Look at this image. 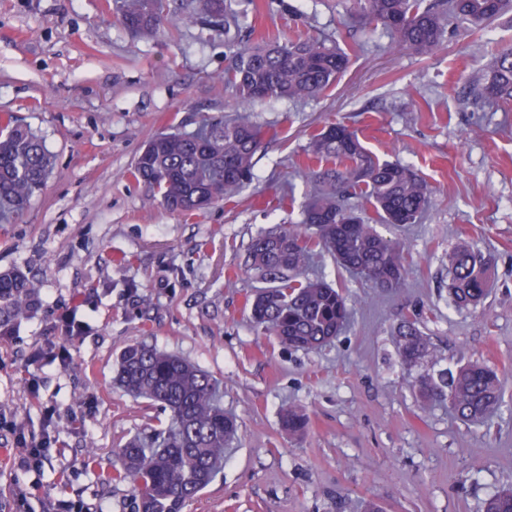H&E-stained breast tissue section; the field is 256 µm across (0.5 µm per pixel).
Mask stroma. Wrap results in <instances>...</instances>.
Masks as SVG:
<instances>
[{"mask_svg": "<svg viewBox=\"0 0 512 512\" xmlns=\"http://www.w3.org/2000/svg\"><path fill=\"white\" fill-rule=\"evenodd\" d=\"M351 6L237 0L252 40L314 35L365 50L321 96L253 106L268 131L253 181L183 216L131 170L157 132L193 129L232 103L220 80L223 33L195 21L139 38L107 0H0V113L30 125L54 157L24 214L0 224V269L25 268L40 286L37 311L0 340V512H15L19 491L27 512L50 500L132 512L133 486L101 476L114 448L168 421L112 385L115 357L140 341L218 377L239 425L222 472L184 512H355L362 499L385 512H484L512 487V383L479 425L444 405L422 409L392 336L402 319L417 321L438 354L430 374L456 369L465 352L512 376V107L471 103L478 73L512 46V18L450 34L424 57L388 50L381 28L354 20ZM332 122L380 159L418 170L432 204L422 223L379 228L410 248L400 292L369 288L327 255L313 259L309 273L342 288L353 319L329 345L291 350L255 328L245 300L262 283L244 261L258 233L300 222L312 185L297 167L311 133ZM463 243L496 260L491 294L468 310L448 297V254ZM67 313L82 325L71 340ZM52 405L59 414L49 423ZM290 406L309 418L303 436L281 427ZM18 427L50 433L43 467L14 466Z\"/></svg>", "mask_w": 512, "mask_h": 512, "instance_id": "1", "label": "stroma"}]
</instances>
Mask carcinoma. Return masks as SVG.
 Returning <instances> with one entry per match:
<instances>
[{
  "label": "carcinoma",
  "instance_id": "carcinoma-1",
  "mask_svg": "<svg viewBox=\"0 0 512 512\" xmlns=\"http://www.w3.org/2000/svg\"><path fill=\"white\" fill-rule=\"evenodd\" d=\"M354 13L376 24L399 49L431 56L449 30L469 31L512 12V0H353ZM200 14L229 32L238 26L231 0H199ZM113 14L131 32L152 36L169 19L167 0H113ZM350 54L320 37H296L229 46L222 81L235 103L254 106L270 99L302 100L329 89L350 65ZM475 99L512 104V48L502 49L479 76ZM266 135L245 118L205 119L191 132L153 136L139 153L132 177L171 212L194 215L233 197L253 179L254 159ZM305 167L316 186L302 219L279 231L262 232L248 248L246 265L270 284L250 301L251 318L287 349L322 348L347 326V297L322 278H301L313 253L325 252L371 287L397 292L406 286L409 252L403 241L381 235L348 200L358 197L382 224H417L432 191L413 167L381 160L357 132L330 123L312 135ZM53 168L42 138L13 114L0 115V216L19 217ZM492 254L460 245L448 254V296L457 308L475 307L489 294ZM40 303L30 272L0 271V336L29 318ZM407 370L433 359L436 349L419 326L401 321L394 332ZM507 377L467 361L439 379L418 380L422 407L446 402L463 421L478 423L502 402ZM114 383L123 392L170 413L169 424L134 436L115 449L106 481L129 482L136 512H183L209 486L237 439L236 418L224 412L216 378L185 359L146 343L126 347L115 362ZM307 414L291 407L281 426L302 436ZM486 512H512V489L492 496Z\"/></svg>",
  "mask_w": 512,
  "mask_h": 512
}]
</instances>
